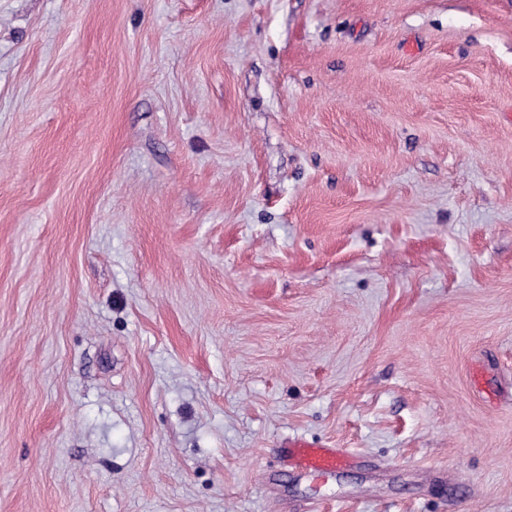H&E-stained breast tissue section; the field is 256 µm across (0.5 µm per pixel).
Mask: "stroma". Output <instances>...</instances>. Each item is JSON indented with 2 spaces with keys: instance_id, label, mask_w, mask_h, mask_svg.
Returning a JSON list of instances; mask_svg holds the SVG:
<instances>
[{
  "instance_id": "1",
  "label": "stroma",
  "mask_w": 512,
  "mask_h": 512,
  "mask_svg": "<svg viewBox=\"0 0 512 512\" xmlns=\"http://www.w3.org/2000/svg\"><path fill=\"white\" fill-rule=\"evenodd\" d=\"M0 512H512V0H0ZM285 464L297 466L309 474L329 479L355 462L347 448H328L316 441H288L282 450Z\"/></svg>"
}]
</instances>
